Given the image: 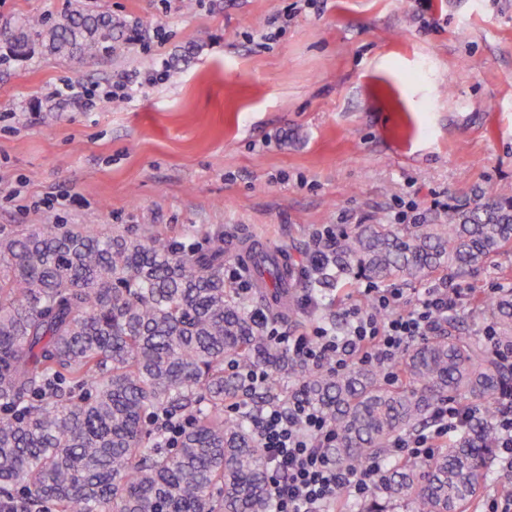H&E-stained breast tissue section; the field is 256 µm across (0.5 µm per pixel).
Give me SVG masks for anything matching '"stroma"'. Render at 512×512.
I'll return each instance as SVG.
<instances>
[{
	"instance_id": "obj_1",
	"label": "stroma",
	"mask_w": 512,
	"mask_h": 512,
	"mask_svg": "<svg viewBox=\"0 0 512 512\" xmlns=\"http://www.w3.org/2000/svg\"><path fill=\"white\" fill-rule=\"evenodd\" d=\"M93 7L106 56L0 65V226L82 224L206 247L260 237L301 271L326 225L512 195V0H0V27ZM284 22L266 39L270 18ZM168 59L128 103L49 107ZM71 206L49 207L56 196Z\"/></svg>"
}]
</instances>
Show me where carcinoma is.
I'll use <instances>...</instances> for the list:
<instances>
[{
	"label": "carcinoma",
	"instance_id": "carcinoma-1",
	"mask_svg": "<svg viewBox=\"0 0 512 512\" xmlns=\"http://www.w3.org/2000/svg\"><path fill=\"white\" fill-rule=\"evenodd\" d=\"M129 25L90 8L24 16L3 45L24 57L115 54ZM512 250V197L448 205L426 224H357L336 235L326 272L420 283L467 275ZM224 281V242L180 250L76 224L0 227V502L20 512H269L253 409L298 400L336 434L329 455L358 472L426 429L440 401L481 414L428 460L394 462L360 512H474L512 396V288L473 305L495 331L455 318L400 356L397 381L373 366L336 373L272 344ZM269 374L255 393L244 373ZM234 417L224 405L243 396ZM178 425L170 435L163 422Z\"/></svg>",
	"mask_w": 512,
	"mask_h": 512
}]
</instances>
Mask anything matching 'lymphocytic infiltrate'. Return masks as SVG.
<instances>
[{
    "mask_svg": "<svg viewBox=\"0 0 512 512\" xmlns=\"http://www.w3.org/2000/svg\"><path fill=\"white\" fill-rule=\"evenodd\" d=\"M168 76V62L163 59L147 71L119 72L110 86L99 91L67 79L50 88L47 97L59 104L73 101L92 111L103 103L132 101L144 87ZM467 295V289L444 280L418 289L415 299L408 302L400 289L369 281L345 307V328L340 333L320 326L287 333L269 325L263 311H254L253 316L265 324L271 342L307 365L326 364L341 371L357 362L378 367L389 376L402 352L447 325L449 313L457 310ZM474 414L471 407L438 403L429 428L396 440L395 457H430L440 442L469 423ZM253 429L271 475L268 493L273 512H334L337 488H347L356 498L365 497L383 471L378 460L356 474L336 468L328 455L335 442L328 418L300 402L286 408L268 404Z\"/></svg>",
    "mask_w": 512,
    "mask_h": 512,
    "instance_id": "lymphocytic-infiltrate-1",
    "label": "lymphocytic infiltrate"
}]
</instances>
